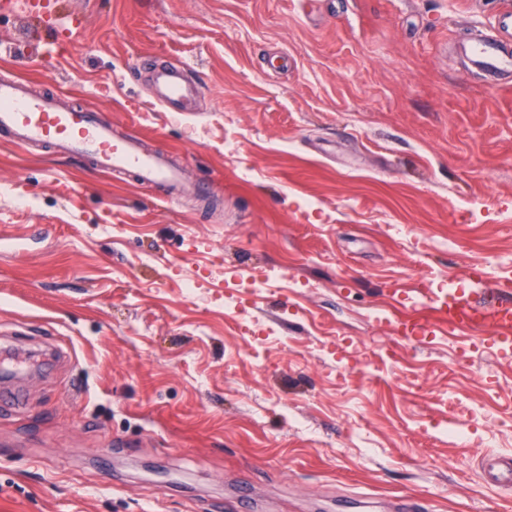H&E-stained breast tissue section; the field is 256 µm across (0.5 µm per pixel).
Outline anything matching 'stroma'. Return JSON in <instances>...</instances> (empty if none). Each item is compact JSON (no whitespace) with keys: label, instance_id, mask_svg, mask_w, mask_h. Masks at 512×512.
Segmentation results:
<instances>
[{"label":"stroma","instance_id":"35a3bbf8","mask_svg":"<svg viewBox=\"0 0 512 512\" xmlns=\"http://www.w3.org/2000/svg\"><path fill=\"white\" fill-rule=\"evenodd\" d=\"M512 0H63L0 57L179 164L183 191L0 143V512H512V356L397 336L393 288L512 278V85L459 46ZM181 67L188 112L142 58ZM267 336L224 305L241 279ZM196 290L186 294L187 283Z\"/></svg>","mask_w":512,"mask_h":512}]
</instances>
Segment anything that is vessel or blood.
Listing matches in <instances>:
<instances>
[{
  "instance_id": "1",
  "label": "vessel or blood",
  "mask_w": 512,
  "mask_h": 512,
  "mask_svg": "<svg viewBox=\"0 0 512 512\" xmlns=\"http://www.w3.org/2000/svg\"><path fill=\"white\" fill-rule=\"evenodd\" d=\"M53 0H37L27 14L43 29L45 40L59 34L54 18ZM499 36H488L476 43L463 44V51L481 72L498 76L512 73V52L504 49L503 38H512V13L499 16ZM161 89L162 105L187 99L191 91L177 78L175 71L162 67L154 71ZM0 136L7 142L28 147L40 145L53 151L89 158L101 172L131 175L134 182L173 192L182 174L166 151H144L133 136L118 137L110 125L94 112L65 105L59 96H37L31 93L27 80L0 81ZM469 288L433 289L420 285L408 292L392 289L396 303L425 305L447 321L449 332L473 330L489 326L494 330L491 343L502 355L512 354V282H488L479 268L469 269Z\"/></svg>"
}]
</instances>
